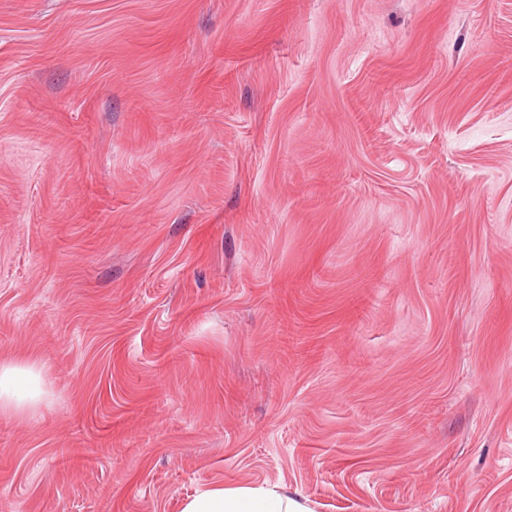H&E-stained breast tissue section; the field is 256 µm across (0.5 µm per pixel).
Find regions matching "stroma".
Returning <instances> with one entry per match:
<instances>
[{
  "instance_id": "stroma-1",
  "label": "stroma",
  "mask_w": 512,
  "mask_h": 512,
  "mask_svg": "<svg viewBox=\"0 0 512 512\" xmlns=\"http://www.w3.org/2000/svg\"><path fill=\"white\" fill-rule=\"evenodd\" d=\"M0 512H512V0H0ZM37 379L33 366L0 364V410H19L37 400ZM182 512H307L306 507L277 487L215 485L188 499Z\"/></svg>"
}]
</instances>
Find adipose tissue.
<instances>
[{
	"label": "adipose tissue",
	"instance_id": "obj_1",
	"mask_svg": "<svg viewBox=\"0 0 512 512\" xmlns=\"http://www.w3.org/2000/svg\"><path fill=\"white\" fill-rule=\"evenodd\" d=\"M33 366L0 364V410H19L38 399ZM182 512H307L295 498L275 487L241 484L202 489L188 499Z\"/></svg>",
	"mask_w": 512,
	"mask_h": 512
}]
</instances>
